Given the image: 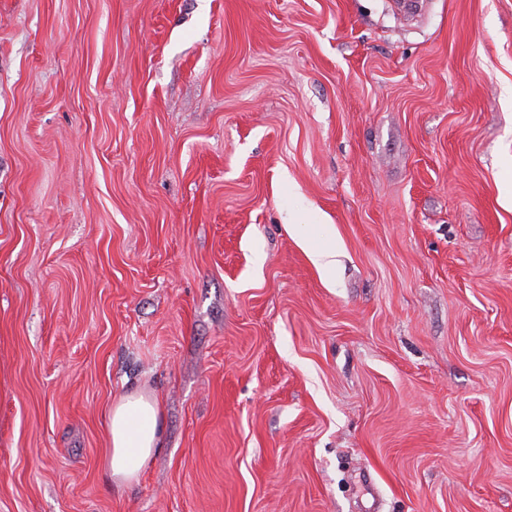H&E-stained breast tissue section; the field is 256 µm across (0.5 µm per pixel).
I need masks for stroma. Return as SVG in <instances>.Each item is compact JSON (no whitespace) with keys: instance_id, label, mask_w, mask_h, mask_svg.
Returning a JSON list of instances; mask_svg holds the SVG:
<instances>
[{"instance_id":"obj_1","label":"stroma","mask_w":512,"mask_h":512,"mask_svg":"<svg viewBox=\"0 0 512 512\" xmlns=\"http://www.w3.org/2000/svg\"><path fill=\"white\" fill-rule=\"evenodd\" d=\"M0 512H512V0H0ZM105 468L117 487L138 480L163 445L161 405L153 394L133 390L113 402L107 415Z\"/></svg>"}]
</instances>
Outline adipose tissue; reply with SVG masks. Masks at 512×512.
Wrapping results in <instances>:
<instances>
[{
    "instance_id": "ef3b65f1",
    "label": "adipose tissue",
    "mask_w": 512,
    "mask_h": 512,
    "mask_svg": "<svg viewBox=\"0 0 512 512\" xmlns=\"http://www.w3.org/2000/svg\"><path fill=\"white\" fill-rule=\"evenodd\" d=\"M107 426L106 471L115 486L130 485L163 445L160 402L148 392L130 391L113 402Z\"/></svg>"
}]
</instances>
